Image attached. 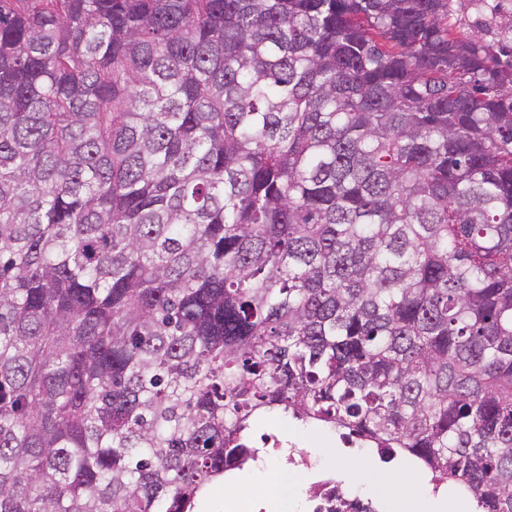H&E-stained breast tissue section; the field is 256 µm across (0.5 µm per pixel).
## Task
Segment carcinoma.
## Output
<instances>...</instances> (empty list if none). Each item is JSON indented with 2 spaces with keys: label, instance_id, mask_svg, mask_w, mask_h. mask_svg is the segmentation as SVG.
Instances as JSON below:
<instances>
[{
  "label": "carcinoma",
  "instance_id": "carcinoma-1",
  "mask_svg": "<svg viewBox=\"0 0 512 512\" xmlns=\"http://www.w3.org/2000/svg\"><path fill=\"white\" fill-rule=\"evenodd\" d=\"M449 0H0V512H196L281 411L512 512V47Z\"/></svg>",
  "mask_w": 512,
  "mask_h": 512
}]
</instances>
